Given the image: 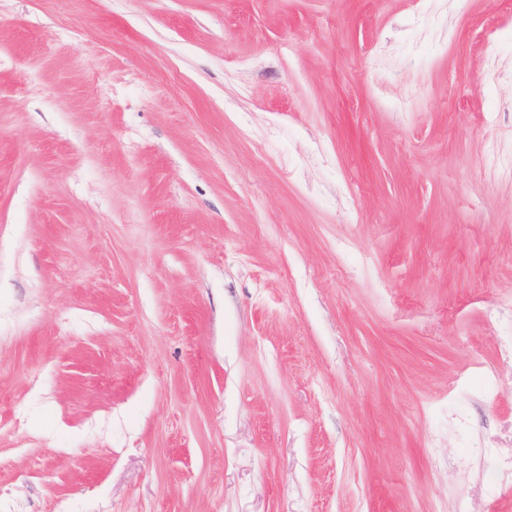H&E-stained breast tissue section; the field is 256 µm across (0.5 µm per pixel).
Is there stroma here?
<instances>
[{"mask_svg":"<svg viewBox=\"0 0 512 512\" xmlns=\"http://www.w3.org/2000/svg\"><path fill=\"white\" fill-rule=\"evenodd\" d=\"M512 0H0V512H512Z\"/></svg>","mask_w":512,"mask_h":512,"instance_id":"1","label":"stroma"}]
</instances>
